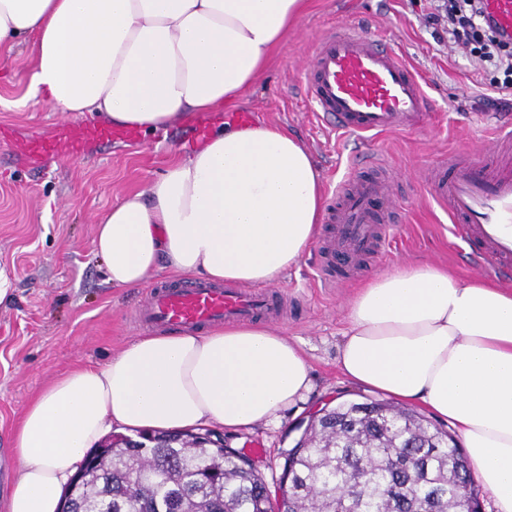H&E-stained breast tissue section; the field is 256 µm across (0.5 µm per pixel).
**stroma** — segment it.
Listing matches in <instances>:
<instances>
[{
  "instance_id": "1",
  "label": "stroma",
  "mask_w": 512,
  "mask_h": 512,
  "mask_svg": "<svg viewBox=\"0 0 512 512\" xmlns=\"http://www.w3.org/2000/svg\"><path fill=\"white\" fill-rule=\"evenodd\" d=\"M433 8L434 0H310L235 106L255 113L257 123L284 125L300 137L324 190L338 187L360 155H381L399 173L401 219L391 231L390 250L362 264V283L412 264L445 267L461 278L478 275L465 243L434 202L426 173L438 157L479 144L497 121L512 118V95L486 93L494 72L476 68L467 50L449 41L447 29L432 24ZM338 23L358 24L403 53L424 80L432 125L362 142L320 125L298 78L323 30ZM32 72L28 48L0 51V124L9 126L14 138L51 136L63 120L90 122V115H67L29 99ZM195 127L191 118L133 142L90 143L71 157H47L36 169L0 148V279L7 288L0 299L1 498L16 477L12 436L27 403L57 374L79 364H105L140 334L131 314L148 288L107 282L104 262L93 251L95 224L119 198L144 190L174 160L199 148ZM319 261L317 249H310L272 283L288 297V317L278 327L306 353L312 403L286 408L253 427L221 432L225 446L242 453L250 442H261L264 452L252 461L271 486L300 436L298 422L313 405L377 397L337 367L355 287H321Z\"/></svg>"
}]
</instances>
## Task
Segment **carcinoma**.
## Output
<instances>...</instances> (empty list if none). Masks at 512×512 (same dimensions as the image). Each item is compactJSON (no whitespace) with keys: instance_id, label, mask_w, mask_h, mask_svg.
<instances>
[{"instance_id":"cac0c4a2","label":"carcinoma","mask_w":512,"mask_h":512,"mask_svg":"<svg viewBox=\"0 0 512 512\" xmlns=\"http://www.w3.org/2000/svg\"><path fill=\"white\" fill-rule=\"evenodd\" d=\"M208 432L121 437L80 466L74 512H481L470 463L447 433L388 402H340L285 457L274 506L262 475Z\"/></svg>"}]
</instances>
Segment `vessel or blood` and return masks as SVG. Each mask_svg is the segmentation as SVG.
I'll return each mask as SVG.
<instances>
[{
	"label": "vessel or blood",
	"mask_w": 512,
	"mask_h": 512,
	"mask_svg": "<svg viewBox=\"0 0 512 512\" xmlns=\"http://www.w3.org/2000/svg\"><path fill=\"white\" fill-rule=\"evenodd\" d=\"M483 4L499 31L512 34V0ZM303 84L309 104L326 125L361 137L417 129L430 121L420 75L396 49L349 24L323 32ZM136 137L131 129L89 125L13 142L0 127V145L33 160L78 153L89 141ZM383 169L376 158L355 164L325 211L328 230L317 248L329 287L348 284L361 260L381 255L390 244L386 218L398 212L397 195ZM429 185L481 268L512 275V127H500L491 144L438 158ZM285 304L284 295L272 289L231 288L204 279L160 281L150 286L133 318L146 327L193 330L225 321L276 322Z\"/></svg>",
	"instance_id": "obj_1"
}]
</instances>
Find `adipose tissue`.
<instances>
[{"label": "adipose tissue", "instance_id": "adipose-tissue-1", "mask_svg": "<svg viewBox=\"0 0 512 512\" xmlns=\"http://www.w3.org/2000/svg\"><path fill=\"white\" fill-rule=\"evenodd\" d=\"M309 0H0V50L28 45L29 95L151 132L236 104ZM323 186L279 125L221 128L115 202L93 245L106 279L153 272L241 288L273 282L318 240ZM350 381L449 421L496 512H512V288L437 266L378 275L349 302L337 359ZM300 345L266 324L144 333L100 366L55 378L13 432L0 512H58L112 427L255 426L308 397Z\"/></svg>", "mask_w": 512, "mask_h": 512}]
</instances>
